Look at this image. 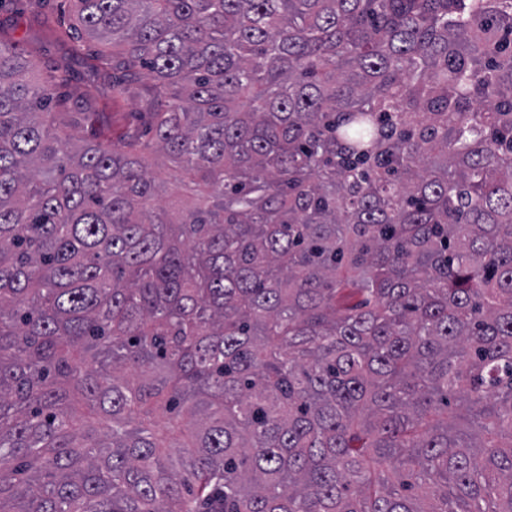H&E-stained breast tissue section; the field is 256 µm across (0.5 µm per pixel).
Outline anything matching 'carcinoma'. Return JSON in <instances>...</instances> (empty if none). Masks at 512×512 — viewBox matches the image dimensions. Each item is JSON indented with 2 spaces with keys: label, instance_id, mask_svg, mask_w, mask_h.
Masks as SVG:
<instances>
[{
  "label": "carcinoma",
  "instance_id": "cac0c4a2",
  "mask_svg": "<svg viewBox=\"0 0 512 512\" xmlns=\"http://www.w3.org/2000/svg\"><path fill=\"white\" fill-rule=\"evenodd\" d=\"M73 2L97 95L0 30V512H512V0Z\"/></svg>",
  "mask_w": 512,
  "mask_h": 512
}]
</instances>
